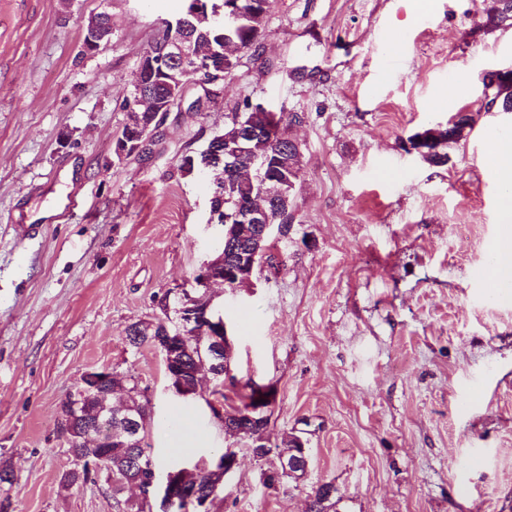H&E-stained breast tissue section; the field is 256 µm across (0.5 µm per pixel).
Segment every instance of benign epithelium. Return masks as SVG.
Wrapping results in <instances>:
<instances>
[{
    "label": "benign epithelium",
    "instance_id": "obj_1",
    "mask_svg": "<svg viewBox=\"0 0 512 512\" xmlns=\"http://www.w3.org/2000/svg\"><path fill=\"white\" fill-rule=\"evenodd\" d=\"M240 19L238 11L224 12V0H187L183 13L167 21L170 27V38L161 48L147 49L143 52L138 69L133 77L136 87L134 96L129 100L128 112L138 113L143 106L152 107L155 116L164 117L174 108L182 105L185 99V86L181 73L192 71L203 84H214L223 78L224 73V30L234 27ZM204 23L208 28L207 36L210 48L204 52L195 49L193 32L197 24ZM83 45L86 50H96L101 42L109 39L112 34V15L101 12L91 15L84 21ZM150 140L145 133H134L129 137L115 140L114 152L123 159L141 154L149 148ZM249 160L253 166L268 168L271 157L258 156L251 152L247 141L242 138H228L218 134L212 138L207 148L199 155L188 158L186 165L200 169H224L229 174L244 160ZM261 195L266 206L242 209L236 212L218 216L214 213L209 223L216 225L254 224L257 227L256 241H268L272 231L278 236L288 237L286 225L271 224V212L289 210L286 193L275 179L263 183ZM224 272V254L203 263L194 277L193 292H183L177 298L179 328L166 330V341L171 343L184 338L190 328L202 332L199 343L210 349L214 357L219 359L224 353V345L230 343L224 318L208 305L202 309L198 306V296L210 294L211 285L220 281ZM254 277L251 259L242 256L235 261L229 279L224 285L236 290L252 284ZM151 478L147 497L154 499L160 508L171 509L176 501L187 502L190 512H212L214 496L194 498L178 491L175 478L178 468L171 467L161 473L154 464H149ZM71 470L78 473L94 471L101 472L103 466L96 459L84 455L71 456Z\"/></svg>",
    "mask_w": 512,
    "mask_h": 512
}]
</instances>
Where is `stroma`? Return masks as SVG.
Instances as JSON below:
<instances>
[{"label":"stroma","instance_id":"stroma-1","mask_svg":"<svg viewBox=\"0 0 512 512\" xmlns=\"http://www.w3.org/2000/svg\"><path fill=\"white\" fill-rule=\"evenodd\" d=\"M185 5L0 0V465L18 475L7 512H112L105 483L60 486V405L101 367L147 388L160 469L237 450L213 512H306L328 481L341 512H512V293L485 284L500 185L483 164L512 132L483 84L512 68V25L486 30L483 0H270L258 52L220 94L189 81L149 154L117 158L140 56ZM104 10L112 38L85 51L81 22ZM246 101L301 117L283 266L233 294L212 288L231 375L276 391L265 440L295 429L312 453L304 479L272 489L213 415L238 404L233 388L177 397L161 353L126 341L214 257L210 177L179 158ZM460 110L475 123L447 164L405 149ZM25 224L41 225L36 239ZM182 411L204 437L189 455L170 446L167 418Z\"/></svg>","mask_w":512,"mask_h":512}]
</instances>
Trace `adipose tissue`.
Wrapping results in <instances>:
<instances>
[{
    "mask_svg": "<svg viewBox=\"0 0 512 512\" xmlns=\"http://www.w3.org/2000/svg\"><path fill=\"white\" fill-rule=\"evenodd\" d=\"M485 165L502 187V233L493 249L491 276L501 288L508 289L512 287V136L493 141Z\"/></svg>",
    "mask_w": 512,
    "mask_h": 512,
    "instance_id": "ef3b65f1",
    "label": "adipose tissue"
}]
</instances>
